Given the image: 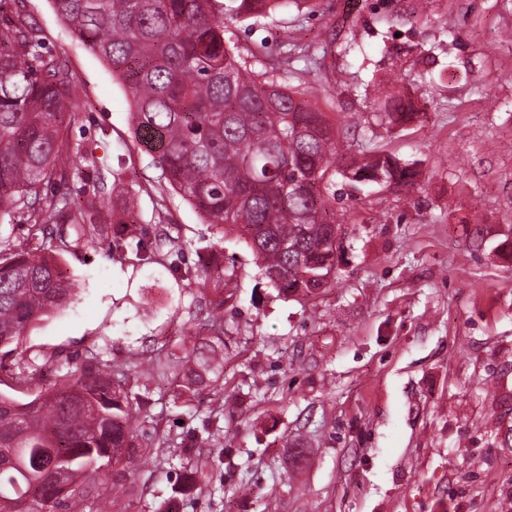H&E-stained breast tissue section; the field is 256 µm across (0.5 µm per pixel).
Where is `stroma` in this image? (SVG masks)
<instances>
[{"label":"stroma","instance_id":"1","mask_svg":"<svg viewBox=\"0 0 512 512\" xmlns=\"http://www.w3.org/2000/svg\"><path fill=\"white\" fill-rule=\"evenodd\" d=\"M235 33L278 58L282 39L308 55L291 85L336 128L340 154H389L417 186L328 185L346 252L325 293L278 296L240 234L205 223L138 145L132 98L56 17L25 0L46 46L78 83L64 137L65 182L0 215L17 240L61 195L96 180L135 193L143 252L94 239L63 251L79 292L27 325L34 381L0 380L26 402L62 361L113 369L184 355L205 337L215 276L234 269L224 312V374L194 397L141 375L139 443L150 464L109 469L106 497L126 512H512V0H315ZM395 72L419 110L401 126L377 110L376 82ZM182 252L155 246L159 231ZM308 451L292 467L286 448ZM204 464L185 489L188 461Z\"/></svg>","mask_w":512,"mask_h":512}]
</instances>
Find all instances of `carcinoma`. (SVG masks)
<instances>
[{
	"label": "carcinoma",
	"mask_w": 512,
	"mask_h": 512,
	"mask_svg": "<svg viewBox=\"0 0 512 512\" xmlns=\"http://www.w3.org/2000/svg\"><path fill=\"white\" fill-rule=\"evenodd\" d=\"M308 0H51L57 17L103 61L132 96L135 139L153 154L168 185L208 224L237 230L260 261L264 278L285 297L328 290L336 269L329 243L327 176L367 172L385 185L412 191L415 175L396 158L338 157L336 130L306 91L286 83L295 45L283 40L274 63L256 67L229 27L258 21ZM76 81L66 61L44 50L24 0L0 14V210L43 183L65 179L70 148L62 139L65 115L75 109ZM403 95L386 93L379 111L393 123L412 118ZM101 192L72 209L62 199L34 219L20 244L0 247V347L18 349L26 326L69 304L76 288L61 272L54 237L63 247L103 236L94 223ZM135 196L112 210L123 225L109 246L146 249ZM234 271H224L220 298L208 323L224 329L220 309L231 302ZM224 337L168 359L178 386L189 393L221 375ZM143 412L128 375L112 379L102 364H65L54 385L20 402L0 392V512H83L104 502V470L125 460H154L157 449L136 444ZM53 439L46 465L64 471L67 491L43 472L28 476L14 462Z\"/></svg>",
	"instance_id": "carcinoma-1"
}]
</instances>
